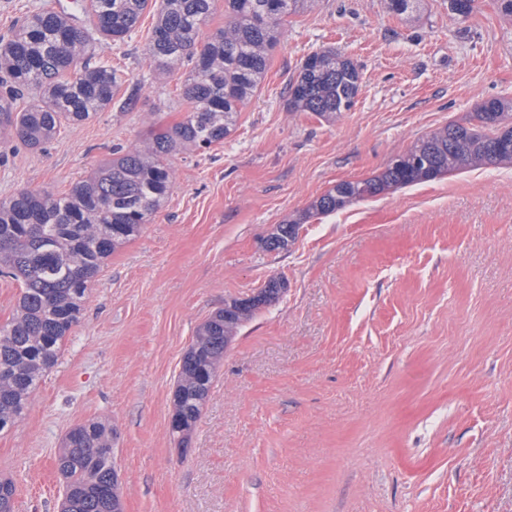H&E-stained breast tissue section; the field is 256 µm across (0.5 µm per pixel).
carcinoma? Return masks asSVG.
Wrapping results in <instances>:
<instances>
[{"label": "carcinoma", "mask_w": 512, "mask_h": 512, "mask_svg": "<svg viewBox=\"0 0 512 512\" xmlns=\"http://www.w3.org/2000/svg\"><path fill=\"white\" fill-rule=\"evenodd\" d=\"M151 0H72L32 11L0 38V133L33 147L51 142L65 122L80 124L116 105L117 69L94 60L98 39L131 37ZM215 0H159L147 53L162 70L191 64L182 83L183 119L142 145L112 147V160L53 194L22 189L0 200V276L20 284L11 321L0 327V432L22 421L45 374L81 318L89 287L105 261L137 237L169 196L170 159L224 142L241 107L264 78L268 50L284 35V18L310 0H224V26L203 35ZM360 66L330 48L308 54L288 83V109L332 119L350 111L361 87ZM32 104L14 111L16 100ZM512 164V101L489 99L467 124L450 123L417 140L376 176L334 185L301 215L264 240L287 249L300 225L382 193L468 168ZM285 282L270 279L254 296L259 310L277 301ZM183 356L172 434L198 421L217 364L224 359V310L196 331ZM112 424L72 428L57 451L65 493L61 512H116ZM15 487L0 480V512H13Z\"/></svg>", "instance_id": "obj_1"}]
</instances>
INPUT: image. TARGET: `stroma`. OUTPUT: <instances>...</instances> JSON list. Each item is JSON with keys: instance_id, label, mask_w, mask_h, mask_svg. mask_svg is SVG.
Here are the masks:
<instances>
[{"instance_id": "obj_1", "label": "stroma", "mask_w": 512, "mask_h": 512, "mask_svg": "<svg viewBox=\"0 0 512 512\" xmlns=\"http://www.w3.org/2000/svg\"><path fill=\"white\" fill-rule=\"evenodd\" d=\"M155 16L96 53L134 110L66 124L40 150L0 142V200L66 191L180 121L182 70L147 54ZM235 130L171 160L165 205L105 262L79 324L23 420L0 433L14 512H60L55 455L71 428L109 419L125 512H512V165L383 193L302 224L337 182L378 174L419 138L512 99V18L476 0L410 15L388 0H315L288 15ZM362 68L351 111L287 108L309 53ZM286 281L234 335L187 448L169 429L181 359L225 301Z\"/></svg>"}]
</instances>
